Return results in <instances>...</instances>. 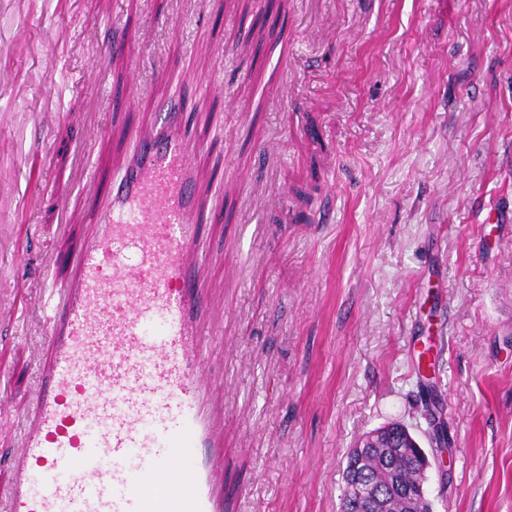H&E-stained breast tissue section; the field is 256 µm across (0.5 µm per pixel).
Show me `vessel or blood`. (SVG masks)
Wrapping results in <instances>:
<instances>
[{"label":"vessel or blood","mask_w":512,"mask_h":512,"mask_svg":"<svg viewBox=\"0 0 512 512\" xmlns=\"http://www.w3.org/2000/svg\"><path fill=\"white\" fill-rule=\"evenodd\" d=\"M197 150L165 103L77 280L35 298L51 362L9 459L8 512H224L204 405L208 303L194 285Z\"/></svg>","instance_id":"b4317fda"}]
</instances>
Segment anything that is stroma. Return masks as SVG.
<instances>
[{"label":"stroma","instance_id":"obj_1","mask_svg":"<svg viewBox=\"0 0 512 512\" xmlns=\"http://www.w3.org/2000/svg\"><path fill=\"white\" fill-rule=\"evenodd\" d=\"M173 97L209 203L228 512H338L364 433L428 445L427 378L452 438L433 512H512V0H0V483L49 356L12 287L74 277ZM70 112L56 238L37 153Z\"/></svg>","mask_w":512,"mask_h":512}]
</instances>
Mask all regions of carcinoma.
<instances>
[{"mask_svg":"<svg viewBox=\"0 0 512 512\" xmlns=\"http://www.w3.org/2000/svg\"><path fill=\"white\" fill-rule=\"evenodd\" d=\"M382 430L384 433L377 437L375 447L366 453L359 467L368 489L352 487L354 460L346 456L340 512H425L428 504L422 498V485L427 475L422 469L420 449L409 444L404 424L392 422Z\"/></svg>","mask_w":512,"mask_h":512,"instance_id":"carcinoma-1","label":"carcinoma"}]
</instances>
